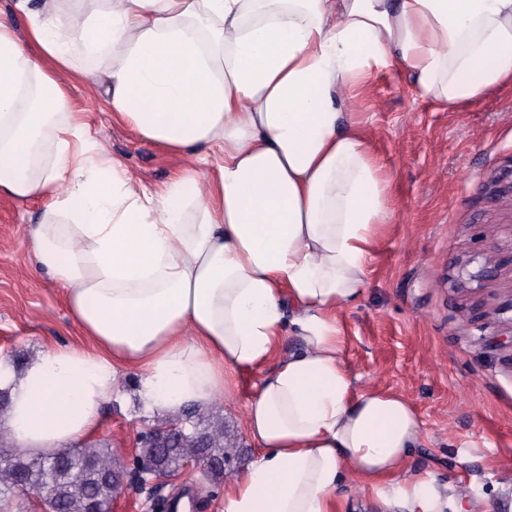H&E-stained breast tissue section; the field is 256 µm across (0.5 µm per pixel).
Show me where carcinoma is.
Instances as JSON below:
<instances>
[{
  "label": "carcinoma",
  "mask_w": 512,
  "mask_h": 512,
  "mask_svg": "<svg viewBox=\"0 0 512 512\" xmlns=\"http://www.w3.org/2000/svg\"><path fill=\"white\" fill-rule=\"evenodd\" d=\"M176 421L186 422L188 427L170 451L141 445L138 461L146 464V470L138 472L141 480L170 473L179 461L192 460L207 468L209 460L235 452L222 419H213L202 428L196 411L188 409ZM118 460L116 451L97 442L52 457L14 454L8 430L0 422V507L12 509L17 488L23 486L26 498L45 501L53 512H93L95 505L109 508L115 486L108 473Z\"/></svg>",
  "instance_id": "1"
}]
</instances>
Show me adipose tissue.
Here are the masks:
<instances>
[{"label":"adipose tissue","mask_w":512,"mask_h":512,"mask_svg":"<svg viewBox=\"0 0 512 512\" xmlns=\"http://www.w3.org/2000/svg\"><path fill=\"white\" fill-rule=\"evenodd\" d=\"M91 2L0 16V197L42 202L27 246L90 341L0 362L14 446L47 457L91 433L124 369L171 417L258 371L255 458L220 512H345V483L396 472L382 507L443 512L434 477L404 470L415 407L358 392L346 364L339 314L395 214L353 106L389 67L451 109L512 86V0ZM77 68L113 120L193 164L159 188L129 176L68 108L58 76Z\"/></svg>","instance_id":"1"}]
</instances>
